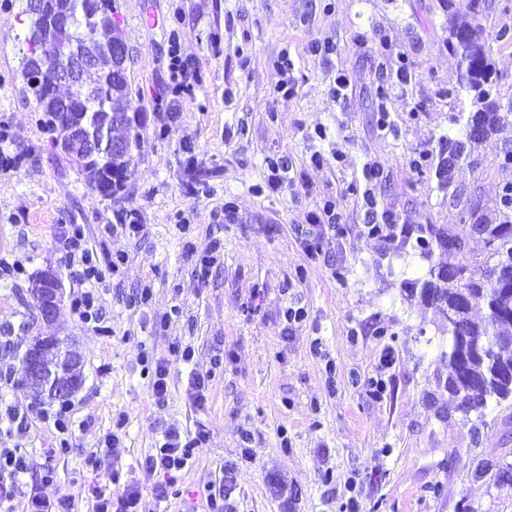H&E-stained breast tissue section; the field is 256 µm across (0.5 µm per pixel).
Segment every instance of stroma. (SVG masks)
I'll use <instances>...</instances> for the list:
<instances>
[{
    "instance_id": "1",
    "label": "stroma",
    "mask_w": 512,
    "mask_h": 512,
    "mask_svg": "<svg viewBox=\"0 0 512 512\" xmlns=\"http://www.w3.org/2000/svg\"><path fill=\"white\" fill-rule=\"evenodd\" d=\"M25 6L0 0V127L18 159L0 171V258L26 269L0 281V337L11 342L0 347V367L18 368V353L42 335L68 337L82 357L66 455H51L47 424L32 421L22 437L0 430V448L31 453L29 489L93 512L82 464L94 450L141 482L145 512H208V494L221 488L226 512H340L351 497L361 512H512V484L474 474L482 460L512 466V404L472 431L438 383L448 321L400 287L447 254L404 261L362 232L393 218L458 221L434 167H415L456 134L453 116L472 108L448 51V0H114L131 50L132 104L148 115L135 174L114 197L94 192L55 149L24 88ZM143 12L154 25H140ZM481 24L495 92L512 101V45L495 40L512 28V0H486ZM325 42L332 53L314 51ZM284 52L294 64L290 93L276 65ZM176 55L188 66L180 83L171 78ZM402 64L411 73L404 84L395 78ZM340 73L350 80L343 90ZM508 147L512 124L471 144L475 166L457 184L494 203L512 183ZM327 203L345 232L313 260L301 232ZM131 213L141 232L113 233ZM72 224L84 225L99 255L127 257L97 287L107 337L71 309L89 288L63 248ZM212 253L201 276L193 259ZM49 264L64 299L46 325L30 288ZM145 288L149 303L135 306ZM298 307L305 318L288 322ZM141 342L159 360L177 345L195 350L192 364L169 360L165 404L148 387ZM217 354L224 369L215 373ZM198 376L209 379L201 403L190 389ZM169 425L205 432L207 442L185 468L180 496L162 499L160 475L141 465ZM46 468L56 474L49 485L37 479Z\"/></svg>"
}]
</instances>
